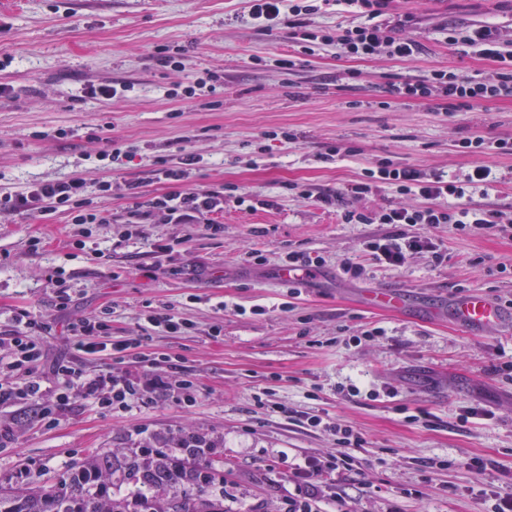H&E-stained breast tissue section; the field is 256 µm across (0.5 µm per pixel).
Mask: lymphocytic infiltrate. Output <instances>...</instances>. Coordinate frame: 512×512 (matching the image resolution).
Returning a JSON list of instances; mask_svg holds the SVG:
<instances>
[{
	"label": "lymphocytic infiltrate",
	"mask_w": 512,
	"mask_h": 512,
	"mask_svg": "<svg viewBox=\"0 0 512 512\" xmlns=\"http://www.w3.org/2000/svg\"><path fill=\"white\" fill-rule=\"evenodd\" d=\"M247 2L249 18L261 29L287 25L306 54L311 51V42L318 38L313 19L322 6L330 3L344 7L354 16L352 23L337 27L332 36L333 42L350 55L369 58L383 48L389 56L407 60L421 50L417 41L400 35L404 22L392 18L390 0H309L305 5L300 0ZM443 33L449 45L497 62L495 81L463 79L454 72L438 69L419 78L387 84L385 92L389 97L423 101L437 93L447 98L452 112L471 107L479 100L512 97V54L503 53L498 27L490 23L462 29L447 26ZM199 161L195 153L177 147L175 163L157 171L166 190L146 201L144 218L160 214L170 224H190L202 219L212 232L222 231L220 217L226 201L223 192L187 185L189 174ZM496 181L494 169L486 162L474 166L464 179L451 180L441 174L427 178L414 167L382 161L376 168L367 169L362 180L351 184L349 194L362 197L390 189L413 196L414 205L391 206L378 212L347 210L342 220L347 224L393 225L392 233L363 244L364 253L374 264L398 270L405 268L413 257L422 255L431 264L439 265L447 260V249L431 237L411 234L410 226L445 224L463 234L482 232L512 238L511 224L501 223L495 213L476 209L471 202L474 190H490ZM87 188L86 180L79 176L33 183L23 191L0 195V210L37 218L62 207L69 212L72 223L78 225L111 223V214L94 206ZM12 321V329L0 337V346L5 344L10 349L8 364L0 365V406L17 407L19 426L53 416L69 406L78 393L110 416L122 415L139 404L157 402L178 388L184 392V406L196 403L194 385L184 379L178 361L170 359L163 363L140 352L151 332L176 334L185 330V322L174 316L149 312L136 335L112 341L106 338L107 311L72 323L70 331L76 353L54 363L53 374L59 388L51 403L45 399L43 385L45 351L38 335L41 325L24 310L17 312ZM95 354L110 356L111 365L96 372L87 370L84 358ZM302 423L332 431L337 451L325 459L307 456L294 464L289 475L294 491L288 498V512H323L327 492L335 485L337 476L353 470L355 458L351 451L362 445L363 438L355 430L318 415H304Z\"/></svg>",
	"instance_id": "f902f5d3"
}]
</instances>
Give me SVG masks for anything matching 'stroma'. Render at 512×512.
Masks as SVG:
<instances>
[{
    "label": "stroma",
    "instance_id": "obj_1",
    "mask_svg": "<svg viewBox=\"0 0 512 512\" xmlns=\"http://www.w3.org/2000/svg\"><path fill=\"white\" fill-rule=\"evenodd\" d=\"M391 11L409 16L404 33L422 45L412 59L384 52L360 59L320 43L284 74L272 59L292 50L289 29L255 27L244 0H0V193L78 174L112 216L82 228L61 209L36 219L0 212V331L10 329L16 311L29 310L46 327L53 360L72 354L69 326L82 316L111 307V333L126 337L149 311L163 309L190 329L155 334L152 349L180 356L199 390L187 410L169 397L114 417L79 397L55 421L0 434V488L22 480L51 485L91 448L174 449L183 436L199 434L211 444L208 459L224 470L225 512H285L289 464L334 454L336 440L269 413L270 400L362 433L353 470L336 482L341 499L326 503L327 512H489L487 490L512 493V379L492 371L512 360V325L466 333L445 314L411 320L363 301L366 289L388 283L421 303L439 291L510 295L512 274L497 267L512 265V239L419 224L414 233L442 240L447 261L417 256L393 270L361 250L391 225L341 220L346 210L404 203L388 190L346 195L379 161L458 179L483 160L464 141L479 134L512 140V98L460 112L445 111L439 99L382 104L387 82L434 69L492 80L495 62L448 46L441 28L498 24L501 46L512 52V0H393ZM160 45L178 67L155 61ZM211 73L222 82L215 95L183 97L184 87ZM101 82L133 90L103 101L83 96ZM101 126L104 140L90 141ZM329 145L351 154L322 161ZM179 146L201 157L189 187H232L247 199L226 205L219 234L201 222H130L127 184L138 183L146 201L163 193L155 171ZM114 147L119 159H102ZM486 160L498 181L473 203L510 220L512 152ZM102 180L111 182L109 193H99ZM300 185L312 198L298 196ZM319 194L338 201L321 206ZM268 197L275 208H252ZM36 236L45 239L43 249H33ZM81 236L86 249L69 246ZM157 243L170 248L161 265ZM249 247L261 250L263 265L242 263ZM94 248L100 256H91ZM291 249L324 259L321 275L296 297L277 276ZM347 261L364 263L361 279L341 277ZM60 271L72 296L64 309L56 305ZM256 306L263 314H253ZM373 327L382 335L352 343ZM349 383L361 395L337 393ZM468 406L494 416L462 420ZM420 411L427 420L417 419ZM472 457L493 466L475 474L464 465ZM436 458L455 465L428 468Z\"/></svg>",
    "mask_w": 512,
    "mask_h": 512
}]
</instances>
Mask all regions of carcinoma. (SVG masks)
Instances as JSON below:
<instances>
[{"label":"carcinoma","mask_w":512,"mask_h":512,"mask_svg":"<svg viewBox=\"0 0 512 512\" xmlns=\"http://www.w3.org/2000/svg\"><path fill=\"white\" fill-rule=\"evenodd\" d=\"M183 456L127 454L124 479L144 494L112 492V453L94 450L52 487L0 488V512H224V477L187 438Z\"/></svg>","instance_id":"cac0c4a2"}]
</instances>
